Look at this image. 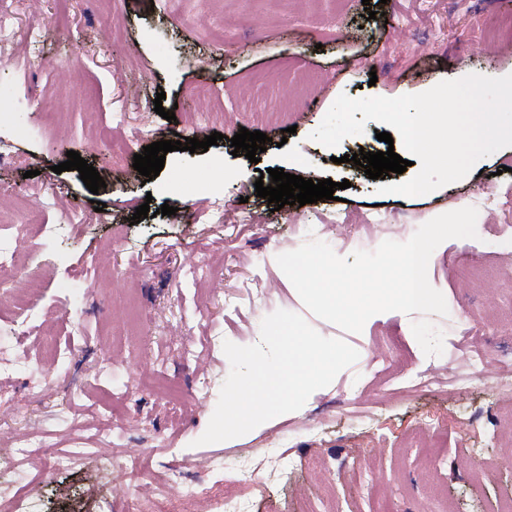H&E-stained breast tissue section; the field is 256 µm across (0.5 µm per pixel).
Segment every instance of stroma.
<instances>
[{
	"mask_svg": "<svg viewBox=\"0 0 512 512\" xmlns=\"http://www.w3.org/2000/svg\"><path fill=\"white\" fill-rule=\"evenodd\" d=\"M376 18H369V11ZM512 0H0V18L15 30L0 43V216L21 222L29 203L43 207L51 238L23 248L38 267L43 297L32 320L17 319L11 294L0 295V498L24 512H132L154 492L177 499L179 482L201 481L195 512H224L221 483L205 482L207 466L256 464L260 483L248 490L252 512L278 500L282 512H425L426 449L412 438L427 420L444 456L452 512H499L512 497V453L488 439L480 454L468 427L495 428L512 399L476 382L467 388L398 393L379 369H425L412 333L418 314L372 316L349 333L310 315L279 268L277 255L318 239L342 257L375 250L379 239H345L334 213L363 224L386 219L385 237L403 242L433 216L471 206L486 191L512 190V146L479 160L463 179L419 196L383 193L414 176L372 180L343 157L383 151L385 126L367 122L362 134L324 147L311 140L339 95L395 98L424 92L472 73L512 74V40L495 37ZM200 85L221 89L218 105L198 100ZM174 111L167 121L154 99ZM292 101L288 117L258 122L256 112ZM204 123L224 136L208 150L167 153L158 177L133 171L144 146L174 139ZM266 133L258 163L236 157L240 128ZM76 151L105 182L91 193L78 171L53 167ZM315 181H349L334 199L272 211L255 194L271 185L267 169ZM103 211H95V202ZM154 216L132 223L137 207ZM176 207L162 216V204ZM478 238L449 239L433 252L428 279L447 303L431 315L445 340L462 325L476 327L489 363L512 359V326L501 318L512 304V211H482ZM102 272L83 277V303L69 307L67 285L87 256ZM286 309L306 316L323 336L359 353L330 385L298 411L249 433L198 445L230 371L224 341L248 346L263 318ZM383 336L398 348L377 351ZM67 346V367L45 385V367L31 352L43 338ZM362 391L363 419H352L348 393ZM374 424L381 435L366 432ZM46 441L67 461L39 470L19 462L27 445ZM147 448L144 475L129 491L114 468L118 450ZM331 470H324V463ZM380 479L361 491L363 472Z\"/></svg>",
	"mask_w": 512,
	"mask_h": 512,
	"instance_id": "obj_1",
	"label": "stroma"
}]
</instances>
